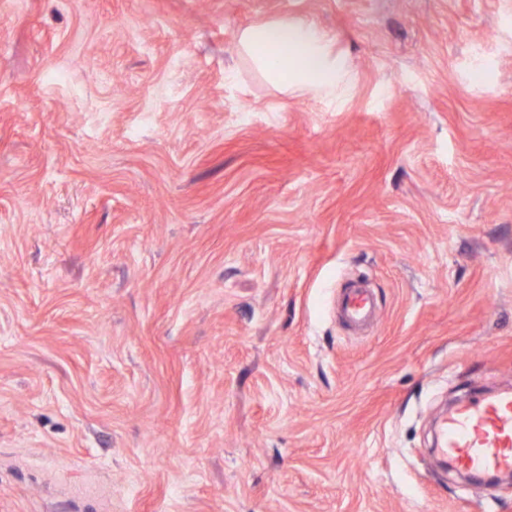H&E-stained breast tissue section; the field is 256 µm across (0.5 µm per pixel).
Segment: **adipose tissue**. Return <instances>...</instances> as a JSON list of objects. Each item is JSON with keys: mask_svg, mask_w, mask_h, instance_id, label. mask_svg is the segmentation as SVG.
Masks as SVG:
<instances>
[{"mask_svg": "<svg viewBox=\"0 0 512 512\" xmlns=\"http://www.w3.org/2000/svg\"><path fill=\"white\" fill-rule=\"evenodd\" d=\"M248 54L271 83L316 100L343 96L351 83L333 40L303 19H282L250 25L238 34Z\"/></svg>", "mask_w": 512, "mask_h": 512, "instance_id": "adipose-tissue-1", "label": "adipose tissue"}]
</instances>
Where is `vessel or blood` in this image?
<instances>
[{"label": "vessel or blood", "instance_id": "b4317fda", "mask_svg": "<svg viewBox=\"0 0 512 512\" xmlns=\"http://www.w3.org/2000/svg\"><path fill=\"white\" fill-rule=\"evenodd\" d=\"M339 312L351 326L375 318L371 292L361 288L346 290ZM432 453L464 471H512V390L488 392L450 409L436 424Z\"/></svg>", "mask_w": 512, "mask_h": 512}]
</instances>
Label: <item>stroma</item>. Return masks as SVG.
<instances>
[{"label":"stroma","instance_id":"obj_1","mask_svg":"<svg viewBox=\"0 0 512 512\" xmlns=\"http://www.w3.org/2000/svg\"><path fill=\"white\" fill-rule=\"evenodd\" d=\"M504 388L512 0H0V512H512L430 456ZM238 46L286 93L292 89L316 100H336L350 86V72L336 56L332 38L306 20L250 25L239 32ZM285 59L291 61L288 67ZM339 312L350 326H360L376 317V305L370 291L361 288L346 290L340 299Z\"/></svg>","mask_w":512,"mask_h":512}]
</instances>
